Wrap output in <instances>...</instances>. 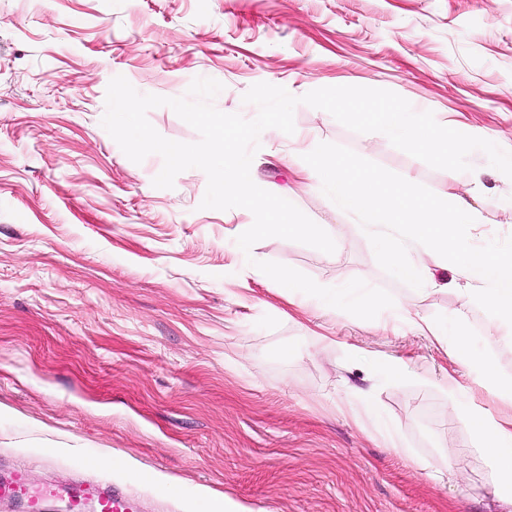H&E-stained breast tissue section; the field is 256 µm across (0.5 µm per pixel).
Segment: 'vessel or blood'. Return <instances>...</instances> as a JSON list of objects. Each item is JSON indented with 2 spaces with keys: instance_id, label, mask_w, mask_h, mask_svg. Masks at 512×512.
I'll use <instances>...</instances> for the list:
<instances>
[{
  "instance_id": "1",
  "label": "vessel or blood",
  "mask_w": 512,
  "mask_h": 512,
  "mask_svg": "<svg viewBox=\"0 0 512 512\" xmlns=\"http://www.w3.org/2000/svg\"><path fill=\"white\" fill-rule=\"evenodd\" d=\"M21 506L22 512H47L51 501H64L69 512H138L125 489L117 484L86 480L59 490L34 486L25 470L17 469L0 476V501Z\"/></svg>"
}]
</instances>
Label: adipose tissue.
Segmentation results:
<instances>
[{"mask_svg":"<svg viewBox=\"0 0 512 512\" xmlns=\"http://www.w3.org/2000/svg\"><path fill=\"white\" fill-rule=\"evenodd\" d=\"M395 312L408 320L420 335L440 344H450L452 357L469 368L474 377L473 387L452 383L448 390L455 396L458 418L479 440L478 452L493 475L497 499L512 506V418L505 420L492 415L475 397L480 390L512 401V380L499 377L490 358L469 356L464 342H449L441 327L428 318L401 305L396 306Z\"/></svg>","mask_w":512,"mask_h":512,"instance_id":"obj_1","label":"adipose tissue"}]
</instances>
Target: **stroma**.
Listing matches in <instances>:
<instances>
[{
  "label": "stroma",
  "mask_w": 512,
  "mask_h": 512,
  "mask_svg": "<svg viewBox=\"0 0 512 512\" xmlns=\"http://www.w3.org/2000/svg\"><path fill=\"white\" fill-rule=\"evenodd\" d=\"M118 75L165 97L215 79L214 106L248 119L257 108L242 97L259 82L295 96L387 89L512 151V0H0V473L95 476L144 512H200L206 491L230 512H505L444 387L469 383L468 368L399 317L325 312L309 296L289 309L253 263L323 286L363 279L512 379V326L466 309L458 266L412 243L424 285L394 279L288 155L299 137L309 151L344 146L464 200L487 218L468 231L476 246L512 235V179L480 151L470 171L431 168L301 104L294 134L262 132L251 178L336 250L271 237L246 254L235 239L250 211L201 208L196 168L154 187L162 158L132 162L102 127ZM358 396L392 439L355 422ZM447 462L452 480L428 478Z\"/></svg>",
  "instance_id": "35a3bbf8"
}]
</instances>
